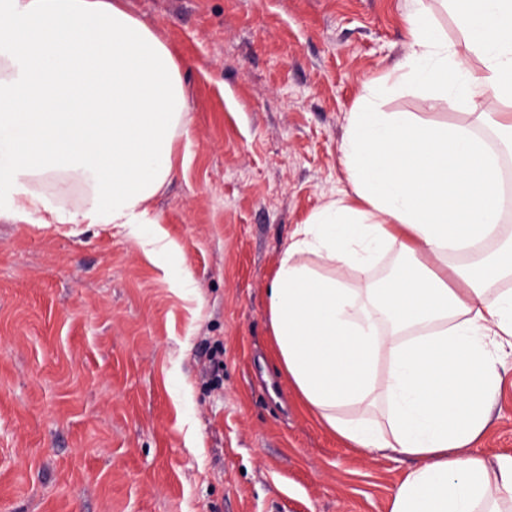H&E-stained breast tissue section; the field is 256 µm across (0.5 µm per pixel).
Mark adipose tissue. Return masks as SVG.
Segmentation results:
<instances>
[{"instance_id":"1","label":"adipose tissue","mask_w":512,"mask_h":512,"mask_svg":"<svg viewBox=\"0 0 512 512\" xmlns=\"http://www.w3.org/2000/svg\"><path fill=\"white\" fill-rule=\"evenodd\" d=\"M413 2L408 56L365 85L348 116L347 189L297 225L279 257L269 333L290 389L325 430L413 459L389 512H512V454L477 449L512 344V289L487 295L512 277L494 151L512 146V0H445L473 66L425 0ZM403 87L433 107L480 108L481 124L383 111ZM190 122L174 52L124 0H0L1 221L118 224L155 242L150 205ZM393 250L399 262L372 278ZM458 252L468 263L449 269Z\"/></svg>"}]
</instances>
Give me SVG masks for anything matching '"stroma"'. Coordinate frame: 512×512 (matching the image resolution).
Returning a JSON list of instances; mask_svg holds the SVG:
<instances>
[{"mask_svg":"<svg viewBox=\"0 0 512 512\" xmlns=\"http://www.w3.org/2000/svg\"><path fill=\"white\" fill-rule=\"evenodd\" d=\"M411 0H127L185 62L189 134L115 224L0 222V512H389L409 459L344 446L277 377L266 289L347 186L365 83L410 51ZM435 123L404 90L383 102ZM220 370H213V357ZM480 447L512 453V357Z\"/></svg>","mask_w":512,"mask_h":512,"instance_id":"stroma-1","label":"stroma"}]
</instances>
